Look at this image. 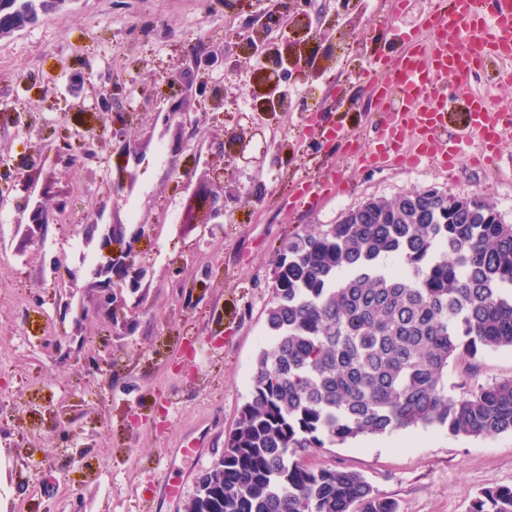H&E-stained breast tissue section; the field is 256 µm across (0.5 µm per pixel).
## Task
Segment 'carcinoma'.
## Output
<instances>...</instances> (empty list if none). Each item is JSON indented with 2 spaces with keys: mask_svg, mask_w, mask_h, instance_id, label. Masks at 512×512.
<instances>
[{
  "mask_svg": "<svg viewBox=\"0 0 512 512\" xmlns=\"http://www.w3.org/2000/svg\"><path fill=\"white\" fill-rule=\"evenodd\" d=\"M258 355L223 469L193 512H397L310 448L437 426L512 433V377L451 394L448 364L512 350V224L436 189L369 200L282 245ZM468 512H512V486Z\"/></svg>",
  "mask_w": 512,
  "mask_h": 512,
  "instance_id": "1",
  "label": "carcinoma"
}]
</instances>
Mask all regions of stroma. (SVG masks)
<instances>
[{
	"label": "stroma",
	"mask_w": 512,
	"mask_h": 512,
	"mask_svg": "<svg viewBox=\"0 0 512 512\" xmlns=\"http://www.w3.org/2000/svg\"><path fill=\"white\" fill-rule=\"evenodd\" d=\"M355 2L347 16L336 0H317L336 22L289 34L288 58L321 53L309 87L285 76L267 82L256 60L243 74L204 70L208 94H183V60L208 44L245 52L242 24L263 12L261 0H66L0 38V100L9 105L0 145L11 162L57 145L61 112L68 126L92 125L100 95L113 88L133 152L45 166L46 201L68 204L83 189L116 233L157 227L134 244L141 287L112 290L118 320L82 324L61 310L49 262L57 247L84 239L85 226L48 224L39 248L15 227L0 232V512H185L250 397L275 260L296 232L337 223L370 199L429 188L478 196L512 224V133L491 163L448 171L425 161L367 166L341 140L302 134L294 107L308 96L326 126L368 148L380 114L367 86L388 76L370 61L396 57L402 45L392 30L417 26L432 0H413L404 13L395 0ZM499 67L488 59L468 84L448 89L461 105L482 93L494 108L512 106ZM83 69L93 77L84 111L72 113L67 86ZM145 90L171 120L143 106ZM207 136L223 138V155L195 159L190 143ZM121 169L136 181L116 192ZM207 170L224 174V221L205 229L191 223L184 200ZM300 179L323 183V197L294 209ZM190 445L196 454L179 455ZM303 462L362 474L399 512H468L484 489L512 485V433L419 427L313 448ZM165 481L179 484L176 502L161 496Z\"/></svg>",
	"instance_id": "1"
}]
</instances>
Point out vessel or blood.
I'll return each instance as SVG.
<instances>
[{"mask_svg": "<svg viewBox=\"0 0 512 512\" xmlns=\"http://www.w3.org/2000/svg\"><path fill=\"white\" fill-rule=\"evenodd\" d=\"M429 39L413 31L399 35L402 55L389 67L386 80L371 83L387 118L378 139L362 157L381 167L402 157L405 137L416 144V159L454 165L472 137H480L485 152H495L506 129V115L494 111L481 96L472 97L459 120H452L456 101L445 80L467 81L482 59L512 58V0H497L485 8L483 0H434L426 18Z\"/></svg>", "mask_w": 512, "mask_h": 512, "instance_id": "b4317fda", "label": "vessel or blood"}]
</instances>
